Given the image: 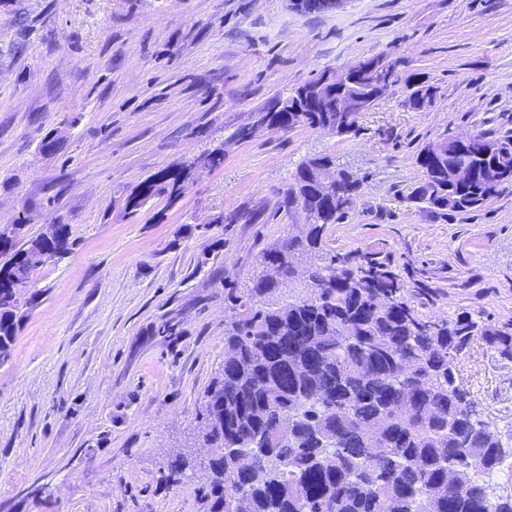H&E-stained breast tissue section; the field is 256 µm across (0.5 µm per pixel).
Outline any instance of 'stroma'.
<instances>
[{
  "instance_id": "1",
  "label": "stroma",
  "mask_w": 512,
  "mask_h": 512,
  "mask_svg": "<svg viewBox=\"0 0 512 512\" xmlns=\"http://www.w3.org/2000/svg\"><path fill=\"white\" fill-rule=\"evenodd\" d=\"M383 56L396 81L347 135L256 128L323 71ZM432 88L415 109L412 77ZM254 127L253 136L237 131ZM512 139V0H0V228L20 242L68 225L36 267L34 304L0 367V512H204L205 393L224 361L228 288L299 234L283 206L298 166L329 155L360 182L323 235L326 256L370 254L436 321L512 320V185L480 211L413 200L418 150L446 134ZM223 149L176 200H129L161 171ZM491 431L512 436V362L474 338L457 364Z\"/></svg>"
}]
</instances>
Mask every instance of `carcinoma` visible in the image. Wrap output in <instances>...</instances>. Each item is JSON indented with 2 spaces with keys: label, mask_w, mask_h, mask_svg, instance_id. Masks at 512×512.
I'll return each mask as SVG.
<instances>
[{
  "label": "carcinoma",
  "mask_w": 512,
  "mask_h": 512,
  "mask_svg": "<svg viewBox=\"0 0 512 512\" xmlns=\"http://www.w3.org/2000/svg\"><path fill=\"white\" fill-rule=\"evenodd\" d=\"M299 85L288 102L302 109L266 112L268 129H316L336 123L346 83L308 102ZM331 156L312 161L288 187V209L313 221L302 236L270 251L276 278L263 272L224 302L238 311L224 328V368L205 394L200 434L210 449L197 488L206 512H512V494L493 496L486 478L503 471L501 436L473 413L457 383V363L479 336L512 362V326L487 324L468 312L435 323L404 299V286L384 264L349 267L322 254L325 227L355 196L358 179L336 171L326 194L318 174ZM423 180L413 199L456 214L483 207L491 176L512 184V141L477 131L468 142L443 136L416 156ZM464 165L466 181L448 178ZM188 175L161 172L146 180L134 206L181 194ZM19 229L0 230L6 298L21 296L14 277L39 238L17 248ZM68 225L47 245L53 258L72 248ZM298 292L281 300L282 281ZM23 317L0 303V342L13 346ZM192 464L180 456L167 479Z\"/></svg>",
  "instance_id": "cac0c4a2"
}]
</instances>
